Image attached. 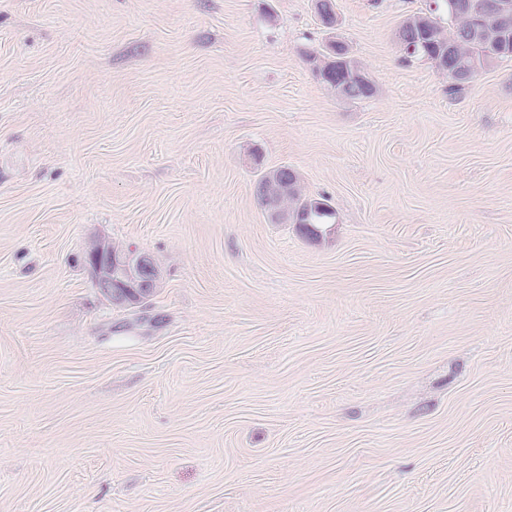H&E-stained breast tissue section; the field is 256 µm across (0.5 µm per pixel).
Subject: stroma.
<instances>
[{"label": "stroma", "mask_w": 512, "mask_h": 512, "mask_svg": "<svg viewBox=\"0 0 512 512\" xmlns=\"http://www.w3.org/2000/svg\"><path fill=\"white\" fill-rule=\"evenodd\" d=\"M336 4L0 0V512H512V60L452 96L396 42L430 0ZM318 56V57H317ZM323 57L325 59L332 60V68L334 72H336V79H350L357 80L353 76L363 78L370 82H373L372 77L369 72L365 69L364 66L360 62H358L353 56L348 54L345 58L340 60L336 59V56H332L331 52L327 46L326 51L322 53H310L306 55V58H317ZM329 72H324L322 75L318 74L319 79L323 81V84L333 92L337 98L346 100L353 95H363L370 97L375 93V85L368 82L356 81V82H331L328 78ZM263 173L256 185L261 184L269 175L267 181L258 186L255 196L259 206L275 223L298 224V222L288 213L291 210L295 213L303 224H330V220L335 215L334 212L321 211L316 205V199L307 196L301 187L300 178L295 191L288 194L283 200V205L288 210L280 207L281 197L288 192L297 180V173L288 166H282L274 171ZM270 173V174H269ZM95 288L113 306L145 303L159 287V270L153 258L136 250L115 251L99 245L88 257Z\"/></svg>", "instance_id": "1"}]
</instances>
